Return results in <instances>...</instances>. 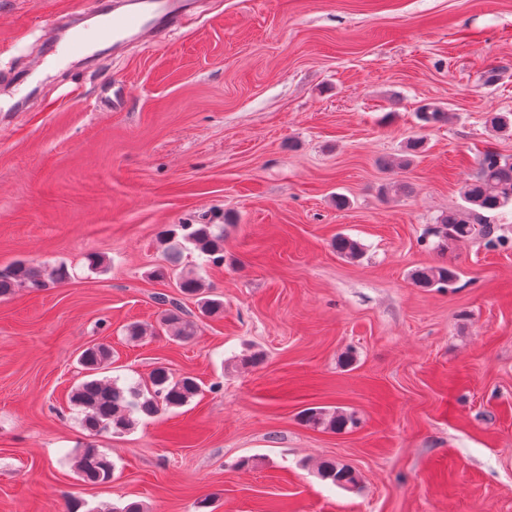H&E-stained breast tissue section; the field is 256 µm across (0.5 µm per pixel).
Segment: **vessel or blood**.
<instances>
[{"instance_id": "obj_1", "label": "vessel or blood", "mask_w": 512, "mask_h": 512, "mask_svg": "<svg viewBox=\"0 0 512 512\" xmlns=\"http://www.w3.org/2000/svg\"><path fill=\"white\" fill-rule=\"evenodd\" d=\"M204 6V0H93L83 26L69 25L64 15L56 18L55 26L66 28V35L48 36L26 74L0 79V93L25 87L30 77L47 72L63 56L84 55L95 45L116 52L132 44L163 46L171 34L195 25Z\"/></svg>"}]
</instances>
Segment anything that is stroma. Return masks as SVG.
I'll list each match as a JSON object with an SVG mask.
<instances>
[{
    "label": "stroma",
    "instance_id": "obj_1",
    "mask_svg": "<svg viewBox=\"0 0 512 512\" xmlns=\"http://www.w3.org/2000/svg\"><path fill=\"white\" fill-rule=\"evenodd\" d=\"M89 2L0 0V69L29 66L41 21ZM209 7L166 47L96 72L71 59L0 112V268L68 272L0 300V512H512V205L492 217L507 246L433 234L484 150L512 157L488 122L512 113V0ZM109 82L128 91L122 110ZM426 103L447 122L421 127ZM208 217L223 265L172 253L165 230ZM339 234L360 256L336 253ZM435 265L456 281L415 283ZM186 275L220 316L177 288ZM166 300L191 339L161 330ZM133 322L145 336H127ZM100 343L103 377L143 383L163 363L201 392L90 435L70 397ZM308 407L358 423L310 426ZM89 446L111 483L79 480ZM324 461L358 486L322 480ZM112 358V348L106 344H99L84 350L80 363L86 371V376L92 377L102 370ZM318 474L323 480L342 488L355 487L358 483L355 473L347 466L334 461H325L318 466Z\"/></svg>",
    "mask_w": 512,
    "mask_h": 512
}]
</instances>
